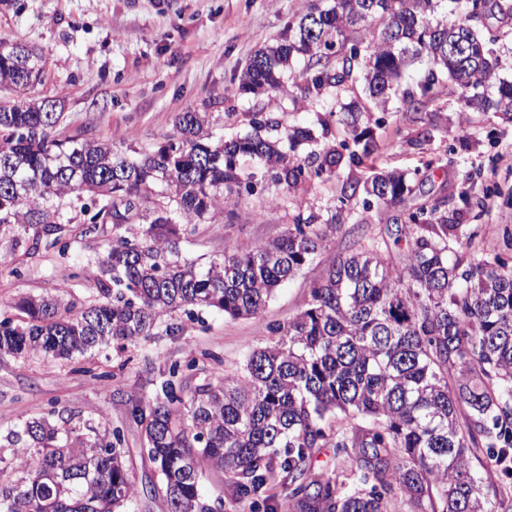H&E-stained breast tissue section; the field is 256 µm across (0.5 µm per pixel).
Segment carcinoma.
<instances>
[{
	"label": "carcinoma",
	"mask_w": 512,
	"mask_h": 512,
	"mask_svg": "<svg viewBox=\"0 0 512 512\" xmlns=\"http://www.w3.org/2000/svg\"><path fill=\"white\" fill-rule=\"evenodd\" d=\"M461 19H435L442 3ZM469 0H332L311 5L288 32L252 57L239 90H287L304 62L301 96L318 102L359 69L376 107L418 110L437 88L466 107L512 123V82L498 96L479 88L501 60L500 35L482 33ZM45 78L42 52L0 38V234L34 231L32 248L62 256L76 240L66 205L81 201L79 236L111 226L97 256L100 297L84 307L58 296H22L0 309V356L69 360L156 335L165 317L197 307L256 317L276 288L327 248L342 210L321 221L302 204L280 236L228 243L205 263L183 241L224 209V190L255 191L256 177L284 194L359 163L371 138L349 113L354 150L310 129L251 113V131L224 138L209 112H179L152 151L68 136L58 99L31 96ZM306 144L292 158L284 143ZM363 212L400 199L405 174H373ZM484 257L437 208L408 213L386 236L339 254L310 285L306 307L276 339L249 350L242 371L178 394L168 370L154 400L134 396L130 414L156 465L162 512H217L201 493L206 473L230 477L232 503L284 512L259 499L275 475L306 512H512V225ZM402 255L394 259L392 249ZM53 409L20 419L0 448V512H131L137 489L122 435L100 422L80 432ZM317 448L336 449V475L311 471Z\"/></svg>",
	"instance_id": "carcinoma-1"
}]
</instances>
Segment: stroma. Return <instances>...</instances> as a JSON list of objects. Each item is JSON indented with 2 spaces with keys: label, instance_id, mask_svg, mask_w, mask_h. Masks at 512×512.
<instances>
[{
  "label": "stroma",
  "instance_id": "obj_1",
  "mask_svg": "<svg viewBox=\"0 0 512 512\" xmlns=\"http://www.w3.org/2000/svg\"><path fill=\"white\" fill-rule=\"evenodd\" d=\"M311 0H12L0 5V37L42 49L46 76L36 96L62 101L65 131L90 129L115 144L154 149L172 129L175 113H212L225 133L247 130L261 108L283 124L321 135L330 129L346 139L341 104L364 111L373 132L368 163L342 164L333 178L312 181L297 195H275L266 182L254 194H228L224 212L200 225L183 248L188 258L221 254L225 243L247 246L281 235L296 203L317 213L337 206L347 181L365 180L372 169L408 175L411 191L395 207L363 212L359 234L383 235L386 226L421 207L439 206L449 223L461 225L474 253L493 247L500 228L512 224V124L495 113L467 109L459 94L440 90L413 112L392 104L373 109L362 82L350 80L338 100L311 104L298 88L260 98L241 93L238 77L254 53L272 43L289 20L305 14ZM354 234L337 232L326 250L278 288L258 317L230 318L213 310L174 314L175 332L93 356L51 361L38 356L0 358V445L21 416L51 407L65 409L74 426L100 420L123 435L124 463L138 491L135 512H160L155 469L143 451L144 436L130 415L128 397L152 396L172 364L195 360L182 385L240 372L249 349L272 339V326L286 324L305 307L309 286L336 255L348 251ZM107 236L84 242L67 256L27 242L0 238V307L19 295L57 293L65 270L77 269L66 298L82 306L97 298L94 260Z\"/></svg>",
  "mask_w": 512,
  "mask_h": 512
}]
</instances>
